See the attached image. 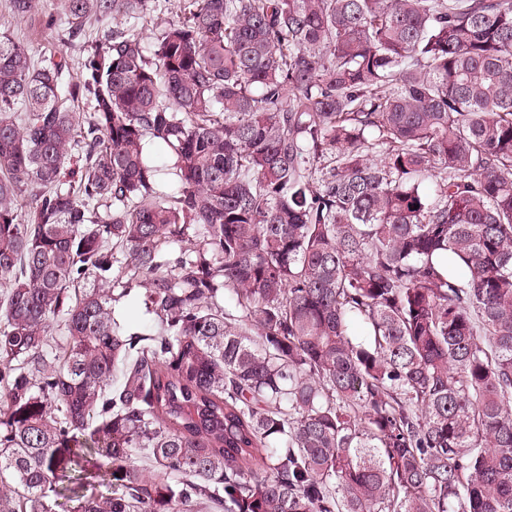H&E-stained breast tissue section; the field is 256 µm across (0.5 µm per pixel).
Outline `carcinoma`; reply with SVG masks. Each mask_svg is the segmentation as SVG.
<instances>
[{
  "label": "carcinoma",
  "mask_w": 512,
  "mask_h": 512,
  "mask_svg": "<svg viewBox=\"0 0 512 512\" xmlns=\"http://www.w3.org/2000/svg\"><path fill=\"white\" fill-rule=\"evenodd\" d=\"M62 2L160 32L0 34V512H512V0ZM39 3V13L55 14L58 20L51 29L44 28L31 37L30 45L35 58L38 60L50 58L59 60L60 57H65L75 64V70L71 72L75 77L77 61L85 54L84 49H89L92 43L102 39V36L108 30L115 27V22L112 19L101 22L94 21L86 28L85 37L71 41L68 39L67 25L63 18L60 19L61 7L59 0H40ZM153 165L159 170L158 180L154 188L159 193L175 195L178 192L179 184L171 169L170 155L164 148L149 145ZM142 291L141 288L136 287L115 308L117 318L126 323L133 331H149L154 327L153 316L146 313L138 298L137 294Z\"/></svg>",
  "instance_id": "obj_1"
}]
</instances>
